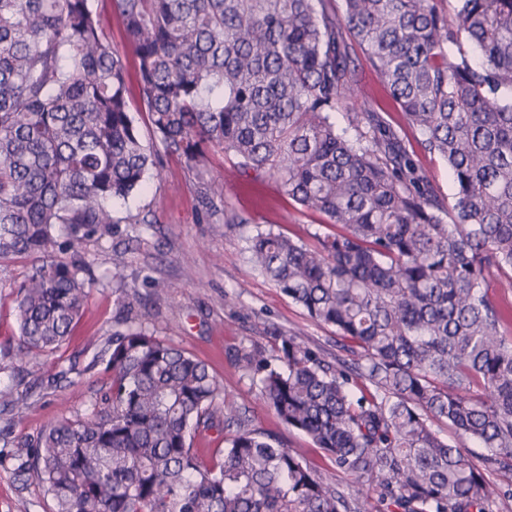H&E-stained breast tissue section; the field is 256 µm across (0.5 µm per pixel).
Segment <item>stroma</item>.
I'll return each instance as SVG.
<instances>
[{"mask_svg":"<svg viewBox=\"0 0 512 512\" xmlns=\"http://www.w3.org/2000/svg\"><path fill=\"white\" fill-rule=\"evenodd\" d=\"M356 80L362 101L385 113L393 126L405 127L402 112L362 56L356 60ZM405 142L431 183L451 198L455 186L447 164L423 149L415 131L407 130ZM210 186L223 188L224 200L240 223L228 224L223 214L205 213L202 196ZM112 209L120 223L109 235L87 238L81 246L96 280L85 312L70 341L55 355L39 358L34 369L31 392L38 406L0 413V512H51V498L35 482L17 476L23 451L14 441L50 421L87 411L109 380L101 355L117 320L128 313L122 308L126 301L157 336L205 360L226 394L248 409L254 426L275 433L284 446L305 449L318 475L335 479L331 459L307 437L280 424L229 358L232 348L268 343L275 327L334 358L333 329L312 321L259 274L247 250L255 226L270 225L304 238L323 224V217L301 213L279 193L273 178L243 172L218 150L211 152L206 167L194 171L179 157H166L160 178L129 200L113 201ZM129 214L142 216V223H123ZM27 270L23 260L0 266V343L18 334L10 285L21 281ZM157 282L164 284V292H155ZM72 364L77 367L73 373L68 370Z\"/></svg>","mask_w":512,"mask_h":512,"instance_id":"obj_1","label":"stroma"}]
</instances>
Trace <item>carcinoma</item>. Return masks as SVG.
<instances>
[{
  "mask_svg": "<svg viewBox=\"0 0 512 512\" xmlns=\"http://www.w3.org/2000/svg\"><path fill=\"white\" fill-rule=\"evenodd\" d=\"M129 73L91 0H0V265L29 262L0 370L66 343L94 284L81 243L111 203L219 148L276 178L337 231L248 238L251 260L341 354L275 329L230 354L280 423L351 478L317 475L224 392L208 365L130 317L87 412L35 436L18 471L53 512H494L512 499V0H112ZM424 148L453 176L437 194L380 113L358 103L352 44ZM344 112L349 129H336ZM354 135H348V130ZM37 404L0 389V406ZM448 426L451 444L433 428ZM490 449L482 465L461 447Z\"/></svg>",
  "mask_w": 512,
  "mask_h": 512,
  "instance_id": "obj_1",
  "label": "carcinoma"
}]
</instances>
